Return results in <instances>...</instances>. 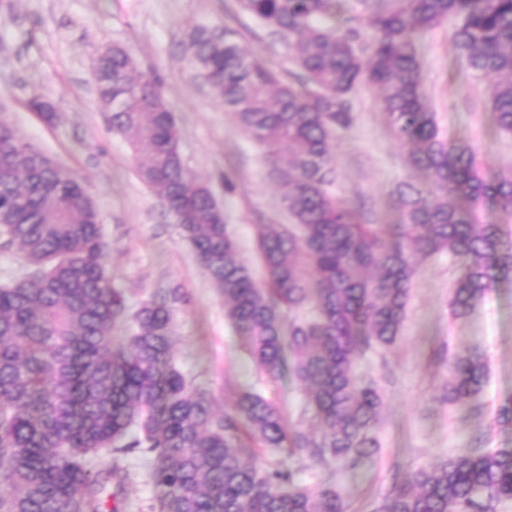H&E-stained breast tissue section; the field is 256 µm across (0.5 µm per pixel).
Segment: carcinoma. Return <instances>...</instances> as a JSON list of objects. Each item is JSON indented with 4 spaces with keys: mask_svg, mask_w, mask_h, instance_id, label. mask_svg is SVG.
Returning a JSON list of instances; mask_svg holds the SVG:
<instances>
[{
    "mask_svg": "<svg viewBox=\"0 0 512 512\" xmlns=\"http://www.w3.org/2000/svg\"><path fill=\"white\" fill-rule=\"evenodd\" d=\"M303 73L295 84L258 51L206 28L188 37L194 76L265 149L294 220L256 225L264 279H255L208 186L189 176L179 129L156 79L119 45L93 58L98 99L128 140L139 178L174 214L197 260L224 296L259 372L291 370L307 388L315 431L290 429L257 392L217 411L177 366L171 288L129 312L107 267V242L87 189L12 127L0 123V246L30 272L0 286V512H121L126 457L151 459L160 490L152 512H345L336 491L296 485L294 472L247 463L258 449L304 465L355 463L379 448L383 393L357 360L394 343L417 260L448 252L467 260L450 306L466 316L512 280V239L475 224L461 202L512 213V170L482 175L471 148L438 136L415 36L456 21L452 40L467 68L493 77L489 106L512 133V0H361L336 24L339 0H241ZM373 31L364 44L361 27ZM382 94L387 125L430 178L398 190L403 223L383 231L329 191V143L353 123L350 97ZM309 306L315 317L284 316ZM132 321L130 331L114 335ZM448 402L465 405L486 383L477 355L448 358ZM112 456V466L98 467ZM512 500V448H476L383 497L376 512H496Z\"/></svg>",
    "mask_w": 512,
    "mask_h": 512,
    "instance_id": "obj_1",
    "label": "carcinoma"
}]
</instances>
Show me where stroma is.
I'll list each match as a JSON object with an SVG mask.
<instances>
[{
	"label": "stroma",
	"instance_id": "stroma-1",
	"mask_svg": "<svg viewBox=\"0 0 512 512\" xmlns=\"http://www.w3.org/2000/svg\"><path fill=\"white\" fill-rule=\"evenodd\" d=\"M200 26L230 32L244 48L262 52L274 69L295 72L284 46L239 0H0V122L88 185L108 244L112 282L130 307L180 289L174 356L194 387L220 408L234 405L242 392L258 391L289 426L308 429L316 421L306 409L302 382L290 374H259L182 227L139 179L126 139L112 132L99 106L93 52L105 42L126 47L142 70L158 78L186 168L208 183L241 257L258 266L256 225L288 224L292 218L263 148L192 74L185 45ZM452 29L447 22L416 38L439 135L472 145L486 174L512 168V134L499 130L489 111L490 81L459 59ZM34 97L53 107L52 122L29 109ZM331 151L336 198L366 223H400L396 189L422 185L425 177L393 137L375 91L354 95L353 124L337 131ZM463 272L462 260L447 253L420 259L396 342L358 361L359 373L376 380L384 393L377 454L354 466L303 468L276 453L267 462L293 468L299 485L335 490L346 512H375L394 482L419 469L478 446L512 448V426L494 422L498 409L512 401V284L497 285L474 312L458 318L449 299ZM468 349L478 350L488 366L484 389L463 406L443 402L448 356ZM126 463V512H149L157 491L145 477L147 461L132 454Z\"/></svg>",
	"mask_w": 512,
	"mask_h": 512
}]
</instances>
